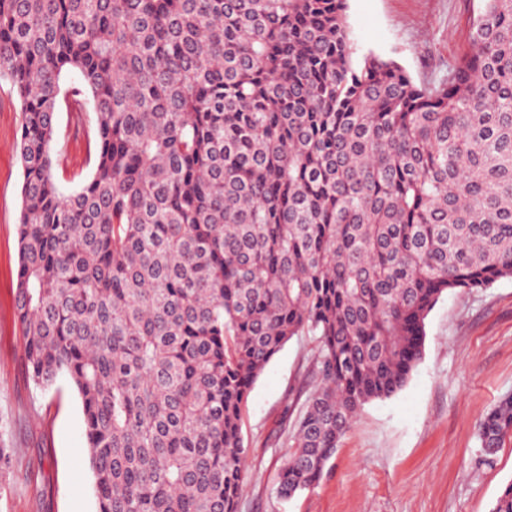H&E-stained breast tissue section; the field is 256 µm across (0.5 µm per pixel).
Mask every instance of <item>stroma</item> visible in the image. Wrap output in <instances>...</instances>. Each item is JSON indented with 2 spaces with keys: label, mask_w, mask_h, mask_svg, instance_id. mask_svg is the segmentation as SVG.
Returning <instances> with one entry per match:
<instances>
[{
  "label": "stroma",
  "mask_w": 512,
  "mask_h": 512,
  "mask_svg": "<svg viewBox=\"0 0 512 512\" xmlns=\"http://www.w3.org/2000/svg\"><path fill=\"white\" fill-rule=\"evenodd\" d=\"M481 0H347L360 52L394 59L419 85L464 50ZM22 112L0 80V512H96L81 401L67 378L36 389L15 308L23 169ZM53 173L64 194L95 163L92 112L56 114ZM308 335L288 341L255 381L243 414L246 474L237 512H491L512 482V440L480 462L477 426L512 393V279L442 296L426 320L423 356L397 394L366 404L321 477L293 498L276 493L288 434L316 385Z\"/></svg>",
  "instance_id": "1"
}]
</instances>
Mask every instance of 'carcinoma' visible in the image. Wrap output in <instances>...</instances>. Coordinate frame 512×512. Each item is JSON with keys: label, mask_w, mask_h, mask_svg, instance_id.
I'll list each match as a JSON object with an SVG mask.
<instances>
[{"label": "carcinoma", "mask_w": 512, "mask_h": 512, "mask_svg": "<svg viewBox=\"0 0 512 512\" xmlns=\"http://www.w3.org/2000/svg\"><path fill=\"white\" fill-rule=\"evenodd\" d=\"M65 70L96 166L53 176ZM21 104L16 309L33 384L82 405L96 512H236L253 384L293 337L317 388L279 473L310 488L401 391L448 292L512 278V0L448 76L356 57L346 0H0ZM512 436V394L479 422Z\"/></svg>", "instance_id": "carcinoma-1"}]
</instances>
